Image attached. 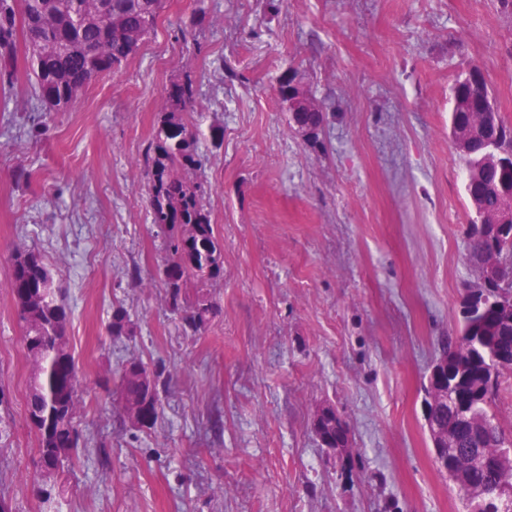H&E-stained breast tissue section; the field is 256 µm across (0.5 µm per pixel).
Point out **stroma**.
<instances>
[{"label": "stroma", "instance_id": "1", "mask_svg": "<svg viewBox=\"0 0 512 512\" xmlns=\"http://www.w3.org/2000/svg\"><path fill=\"white\" fill-rule=\"evenodd\" d=\"M480 67L512 122V15L497 0H163L154 30L78 107L31 127L27 77L0 88V499L40 512L35 366L4 274L38 252L65 292L80 380L79 464L64 512H465L433 455L425 390L457 336L470 213L449 135L451 86ZM294 73L321 105L306 144L277 93ZM198 89L195 175L224 275L184 332L159 277L166 256L142 154L168 91ZM31 170L27 184L18 168ZM123 305L133 335L106 334ZM164 370L156 425L124 423L122 360ZM332 408L344 448L322 445Z\"/></svg>", "mask_w": 512, "mask_h": 512}]
</instances>
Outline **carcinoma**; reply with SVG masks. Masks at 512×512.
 <instances>
[{
    "label": "carcinoma",
    "mask_w": 512,
    "mask_h": 512,
    "mask_svg": "<svg viewBox=\"0 0 512 512\" xmlns=\"http://www.w3.org/2000/svg\"><path fill=\"white\" fill-rule=\"evenodd\" d=\"M162 4L163 0H0V85L13 84L21 48L27 74L35 77L34 111L73 110L93 80L136 53L154 29ZM196 95L190 79L173 87L143 157L152 223L166 238L167 258L160 273L167 304L181 315L184 330L195 335L205 329L216 309L205 298L185 306L187 282L207 284L224 275L223 249L203 204L205 187L191 179L204 165V155L184 120ZM451 97L450 128L474 130L472 149L461 157L466 196L477 197L484 213L498 214L504 202L512 200V167L486 166L484 147L497 139L512 142V124L493 116L491 91L468 67L456 74ZM284 102L293 124L311 131L324 125L323 112L304 106L300 95ZM494 253L499 265L477 299L479 314L468 315L471 296H466L459 336L443 348L448 359V405L438 419L452 430L448 476L464 485L463 472L470 463L480 462L470 477L480 493L459 488L466 512H512V500H490L500 482L512 481V431L492 412L499 376L512 370V323L500 318L497 307L499 290L512 285V223L470 224L468 263L477 269ZM6 281L37 371L27 420L38 435L42 471L50 476L73 467L80 460L79 450L86 447L75 426L79 378L66 338L68 307L63 289L36 252L13 255ZM107 333L114 340L133 335L125 308H112ZM117 374L121 412L137 406L145 417L139 428H151L161 413L163 372L132 357ZM334 415L330 408L321 410L315 429L336 434Z\"/></svg>",
    "instance_id": "carcinoma-1"
}]
</instances>
